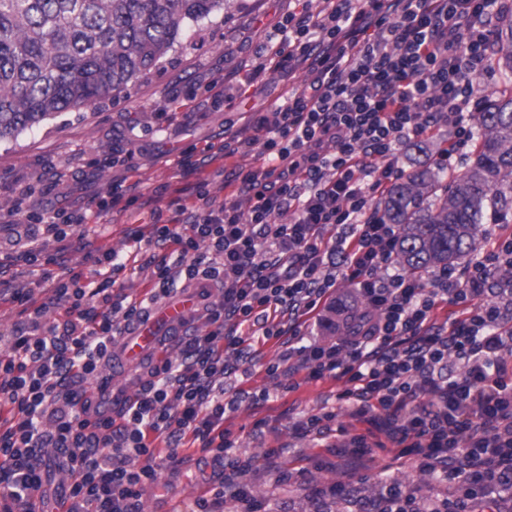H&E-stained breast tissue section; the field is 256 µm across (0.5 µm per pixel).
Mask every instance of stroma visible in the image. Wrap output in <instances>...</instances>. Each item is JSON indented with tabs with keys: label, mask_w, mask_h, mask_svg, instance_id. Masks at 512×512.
Segmentation results:
<instances>
[{
	"label": "stroma",
	"mask_w": 512,
	"mask_h": 512,
	"mask_svg": "<svg viewBox=\"0 0 512 512\" xmlns=\"http://www.w3.org/2000/svg\"><path fill=\"white\" fill-rule=\"evenodd\" d=\"M288 11V0H233L224 11L202 24L186 27L175 46L152 73L127 86L117 98L95 108L66 112L53 121L32 128L14 141L0 142V261L9 269L0 275V332H10L25 318L23 308L11 299L20 288L31 290L44 304V325L61 319L55 306L54 289L66 271L92 279L94 266L84 250L74 248L63 265L48 264L43 271L19 262L24 241L16 225L7 218L14 209L27 212L94 207L113 182L122 181L137 202L116 205L102 233L91 235L93 247H103L122 257L125 267L115 272L114 292L141 300L155 282L156 264L162 253L150 245L134 248L131 235L146 221L156 203H165L164 218H171L170 201L190 197L200 176L211 179L217 197L237 192L246 173L257 163L253 156H236L207 165L204 171L180 170L167 163L183 148H204L218 140L227 123H239L242 110L268 112L287 90V75L265 72L250 90L243 109L227 104L234 95L241 65L254 56L270 25ZM223 77L224 92L209 91V83ZM203 102L201 110L171 115L163 104L170 95ZM125 164H117V157ZM282 347L278 341L256 342L247 370L224 378V395L239 389L263 390L266 401H242L228 412L225 429L236 441V452L258 462L251 476L253 493L267 512L286 505L288 512H317L309 496L312 486L343 480L349 469L340 439L328 438L316 445L299 433L305 417L326 410L339 412L341 421L351 422L355 431H378L388 423L381 412L350 419L351 405L339 400L346 384L333 378L304 380L297 372L298 358H291L277 377L266 373ZM292 472L289 481L280 476ZM358 496L374 495L385 483L410 484L419 500L438 493L442 485L432 474L415 473L397 460L393 448H374L354 469ZM224 466L213 461L200 445L178 451V460L164 471L159 484L146 486L140 512H180L208 490L216 487Z\"/></svg>",
	"instance_id": "stroma-1"
}]
</instances>
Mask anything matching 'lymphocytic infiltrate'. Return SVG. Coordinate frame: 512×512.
I'll return each instance as SVG.
<instances>
[{"mask_svg":"<svg viewBox=\"0 0 512 512\" xmlns=\"http://www.w3.org/2000/svg\"><path fill=\"white\" fill-rule=\"evenodd\" d=\"M267 32L259 64L246 68L240 92L268 69L302 78L272 114L250 113L240 129L207 143L205 163L255 154L238 197L211 196L208 178L193 204L163 219L150 212L134 243L175 248L160 261L144 299L112 292V250L89 257L95 279L60 282L61 327L45 329L42 306L14 292L25 320L0 333V512H36L46 497L42 451H56L68 483L58 512H139L145 485L157 484L168 462L160 448L201 442L228 460L211 498L185 512H223L225 500L253 505L252 457H229L234 446L226 412L266 391L224 396V378L248 363V339L298 336L307 323L330 329L353 317L347 333L285 350L299 355L310 381H346L341 397L356 415L385 413V437L398 457L449 481L446 496L419 507L411 486L394 482L359 512H474L512 486V232L463 271L442 268L427 280L396 262L398 227L378 202L405 171L401 146L442 139L440 159L463 155L473 142L468 122L474 81L490 70L493 25L505 0H289ZM124 196L122 183L95 210L17 215L66 241L73 225L103 223ZM197 285L206 332L180 337L177 359L159 358L131 376L137 392L112 410V386L99 376L120 335L171 295L177 278ZM353 287L334 295L337 280ZM221 289L219 307L208 291ZM459 316L436 324L440 306ZM96 379L88 387L87 379ZM316 441L336 435L345 454L364 457L370 436L351 432L329 410L308 416Z\"/></svg>","mask_w":512,"mask_h":512,"instance_id":"obj_1","label":"lymphocytic infiltrate"}]
</instances>
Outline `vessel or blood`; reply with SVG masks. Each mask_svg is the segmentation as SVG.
<instances>
[{
	"mask_svg": "<svg viewBox=\"0 0 512 512\" xmlns=\"http://www.w3.org/2000/svg\"><path fill=\"white\" fill-rule=\"evenodd\" d=\"M198 317L196 303L186 300H167L151 304L147 319L132 332L127 333L124 343L115 349L112 361L124 370L141 368L155 357L160 340L156 334L159 324H166L176 334H184L193 328Z\"/></svg>",
	"mask_w": 512,
	"mask_h": 512,
	"instance_id": "b4317fda",
	"label": "vessel or blood"
}]
</instances>
